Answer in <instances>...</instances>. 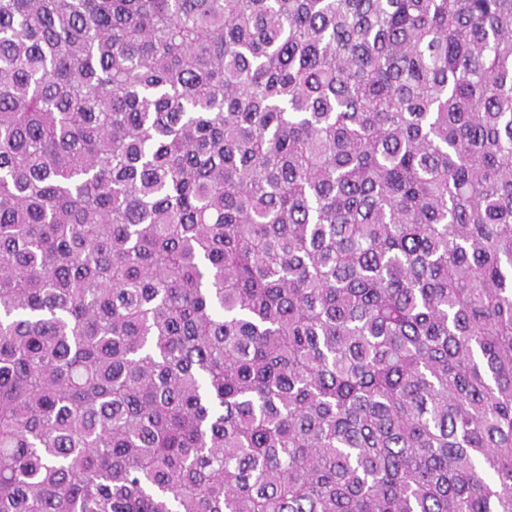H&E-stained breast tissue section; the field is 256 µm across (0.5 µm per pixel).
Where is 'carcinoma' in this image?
I'll list each match as a JSON object with an SVG mask.
<instances>
[{"mask_svg": "<svg viewBox=\"0 0 512 512\" xmlns=\"http://www.w3.org/2000/svg\"><path fill=\"white\" fill-rule=\"evenodd\" d=\"M0 512H512V0H0Z\"/></svg>", "mask_w": 512, "mask_h": 512, "instance_id": "carcinoma-1", "label": "carcinoma"}]
</instances>
